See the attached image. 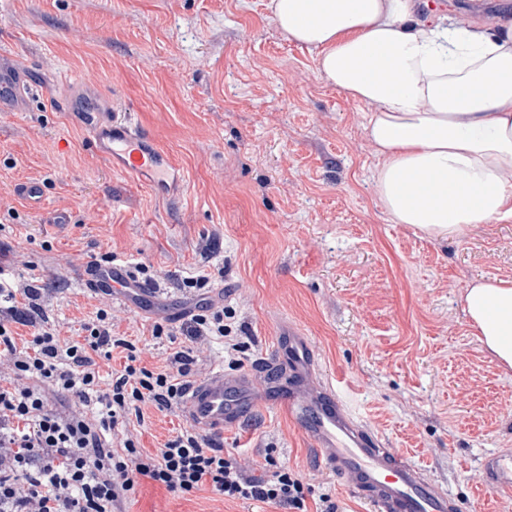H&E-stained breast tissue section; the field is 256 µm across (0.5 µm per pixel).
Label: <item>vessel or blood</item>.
Here are the masks:
<instances>
[{"mask_svg": "<svg viewBox=\"0 0 512 512\" xmlns=\"http://www.w3.org/2000/svg\"><path fill=\"white\" fill-rule=\"evenodd\" d=\"M54 99V87L32 81L27 69L11 56L0 53V112H22L32 92ZM65 110L82 113L97 152L113 170L160 189L175 172L170 155L133 121L130 114L112 109L111 99L88 107L85 99L68 96ZM83 280L92 289L108 288L121 294L146 297L151 287L135 280L127 265L86 266ZM277 359L267 369L287 368L291 381L307 380L313 360L304 337H281ZM243 383L214 371L192 382L183 397V410L193 422L221 431L239 426L246 415ZM288 411L307 432L315 449L332 473L348 480L368 504L370 512H455L453 496L427 479L424 469L357 420L334 390L290 392ZM485 486L496 495L512 496V451L497 450L481 463Z\"/></svg>", "mask_w": 512, "mask_h": 512, "instance_id": "b4317fda", "label": "vessel or blood"}]
</instances>
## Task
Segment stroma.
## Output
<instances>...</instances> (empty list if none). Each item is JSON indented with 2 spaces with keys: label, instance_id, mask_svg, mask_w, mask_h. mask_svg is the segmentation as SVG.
Wrapping results in <instances>:
<instances>
[{
  "label": "stroma",
  "instance_id": "obj_1",
  "mask_svg": "<svg viewBox=\"0 0 512 512\" xmlns=\"http://www.w3.org/2000/svg\"><path fill=\"white\" fill-rule=\"evenodd\" d=\"M269 0H0V46L34 79L67 92L69 78L112 97L184 174L158 194L113 171L77 112L32 100L0 112V267L41 290L40 307L74 339L104 309L116 335L161 367L192 346L195 376L253 377L280 336H304L317 371L308 386L336 388L390 447L455 498L457 512H512L484 487L481 458L512 449V370L477 340L464 312L467 284L512 281V221L433 239L392 223L372 187L380 162L365 132L368 107L327 83L316 56L274 25ZM501 0H425L472 27L493 22ZM40 181L45 223L17 195ZM148 267L162 292L133 306L87 288L89 261ZM207 269L205 296L230 307L244 344L239 364L221 344H190L179 329L196 296L184 277ZM176 341L152 336L155 324ZM252 385L254 407L215 440L262 473L268 459L298 471L314 512L329 495L338 512H368L330 472L304 430ZM187 425L181 410L148 407L128 429L146 451ZM127 512H289L211 489L177 496L138 479Z\"/></svg>",
  "mask_w": 512,
  "mask_h": 512
}]
</instances>
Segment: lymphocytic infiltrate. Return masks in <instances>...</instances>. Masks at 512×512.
Wrapping results in <instances>:
<instances>
[{
	"mask_svg": "<svg viewBox=\"0 0 512 512\" xmlns=\"http://www.w3.org/2000/svg\"><path fill=\"white\" fill-rule=\"evenodd\" d=\"M24 298L36 300V289L17 290L0 269V355L14 367L13 378L0 380V512H126L141 476L181 495L208 486L230 500L308 512L298 473L282 467L271 478L255 477L196 430L177 432L152 453L132 435H117L145 406L178 408L193 363L189 352L174 351L161 368L142 365L135 344L114 334L104 309L84 323L82 339L60 338L44 325L20 345L12 326L25 319ZM224 317L223 309L200 298L185 335L221 341L235 357L240 344ZM117 349L126 353L122 370L101 375L100 361ZM56 398L72 410H54Z\"/></svg>",
	"mask_w": 512,
	"mask_h": 512,
	"instance_id": "obj_1",
	"label": "lymphocytic infiltrate"
}]
</instances>
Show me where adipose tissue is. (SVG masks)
Listing matches in <instances>:
<instances>
[{
    "label": "adipose tissue",
    "mask_w": 512,
    "mask_h": 512,
    "mask_svg": "<svg viewBox=\"0 0 512 512\" xmlns=\"http://www.w3.org/2000/svg\"><path fill=\"white\" fill-rule=\"evenodd\" d=\"M269 7L336 89L369 105L373 189L392 223L446 238L512 219V19L460 29L419 18V0ZM464 304L479 341L512 369V281L475 279Z\"/></svg>",
    "instance_id": "obj_1"
}]
</instances>
